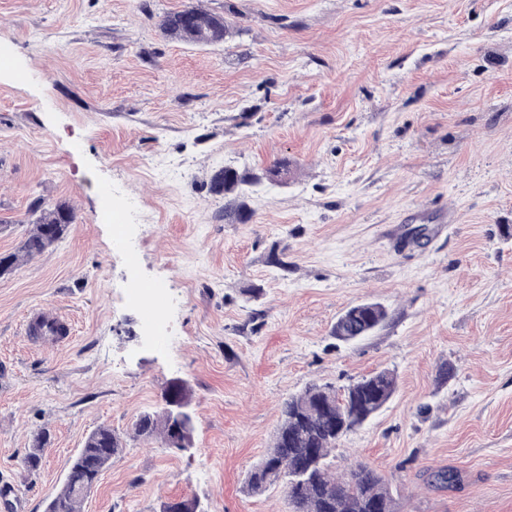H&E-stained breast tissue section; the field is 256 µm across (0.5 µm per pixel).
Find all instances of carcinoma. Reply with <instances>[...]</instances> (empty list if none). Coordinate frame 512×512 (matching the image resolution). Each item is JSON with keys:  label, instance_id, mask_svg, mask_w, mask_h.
<instances>
[{"label": "carcinoma", "instance_id": "obj_1", "mask_svg": "<svg viewBox=\"0 0 512 512\" xmlns=\"http://www.w3.org/2000/svg\"><path fill=\"white\" fill-rule=\"evenodd\" d=\"M164 34L172 39L214 45L224 42L229 24L224 15L196 7L170 12L161 21ZM292 162L274 161L264 173L249 175L232 168L210 179V191L224 195V220L244 224L250 219L245 187L262 180L283 183L291 174ZM35 216L33 227L17 251L0 254V276L11 273L24 260L41 255L63 238L75 220L66 203L48 204L40 198L30 204ZM390 318L383 305L362 302L342 313L332 335L344 342L369 335ZM397 389L394 372L384 369L349 385L344 393L327 384L311 383L289 396L281 406V422L272 448L246 473L244 488L257 495L272 485L286 488L293 512H395L388 484L369 465L358 462L337 475L331 471L328 457L341 438L373 418ZM133 437L143 441L159 440L168 448L179 447L175 423L167 410L146 412L133 426ZM47 434L34 437L32 451L25 459L29 470L39 466ZM123 440L107 426H101L85 439L78 456L70 463L62 488L49 499L46 512H81L85 491L94 487L102 472L121 454Z\"/></svg>", "mask_w": 512, "mask_h": 512}]
</instances>
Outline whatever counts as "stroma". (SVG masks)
<instances>
[{"label": "stroma", "mask_w": 512, "mask_h": 512, "mask_svg": "<svg viewBox=\"0 0 512 512\" xmlns=\"http://www.w3.org/2000/svg\"><path fill=\"white\" fill-rule=\"evenodd\" d=\"M187 7L234 28L167 38L162 17ZM0 47V253L34 198L75 212L0 277V512H45L101 426L126 446L81 512H291L283 486L243 488L281 403L385 368L397 392L334 471L368 462L396 512H512V0H0ZM281 158L288 183L225 222L211 176ZM145 286L152 327L128 298ZM363 301L389 321L336 340ZM34 310L69 338L34 335ZM177 380L192 448L133 439ZM448 469L460 481L434 484Z\"/></svg>", "instance_id": "obj_1"}]
</instances>
